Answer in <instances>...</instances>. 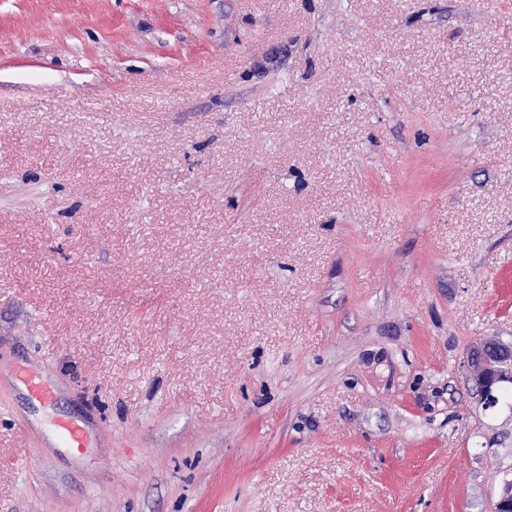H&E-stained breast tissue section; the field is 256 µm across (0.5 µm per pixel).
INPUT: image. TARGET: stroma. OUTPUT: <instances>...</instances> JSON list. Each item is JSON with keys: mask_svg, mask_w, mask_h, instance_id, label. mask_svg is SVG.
<instances>
[{"mask_svg": "<svg viewBox=\"0 0 512 512\" xmlns=\"http://www.w3.org/2000/svg\"><path fill=\"white\" fill-rule=\"evenodd\" d=\"M491 338L512 0H0V512H492ZM471 378L488 406L497 404L494 392L500 384H512V346L497 340L485 341L467 355Z\"/></svg>", "mask_w": 512, "mask_h": 512, "instance_id": "35a3bbf8", "label": "stroma"}]
</instances>
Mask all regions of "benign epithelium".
Here are the masks:
<instances>
[{
    "mask_svg": "<svg viewBox=\"0 0 512 512\" xmlns=\"http://www.w3.org/2000/svg\"><path fill=\"white\" fill-rule=\"evenodd\" d=\"M467 362L484 403L489 407L496 405L494 392L503 383L512 384V346L488 340L468 353ZM494 512H512V479L503 483Z\"/></svg>",
    "mask_w": 512,
    "mask_h": 512,
    "instance_id": "obj_1",
    "label": "benign epithelium"
}]
</instances>
